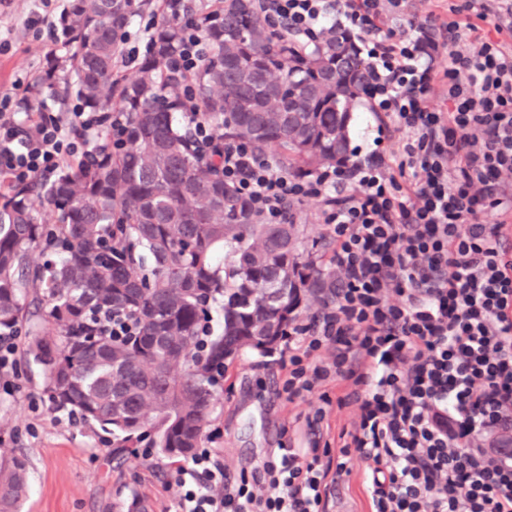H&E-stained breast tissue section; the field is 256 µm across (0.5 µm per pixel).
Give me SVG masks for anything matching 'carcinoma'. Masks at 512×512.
Here are the masks:
<instances>
[{
    "label": "carcinoma",
    "mask_w": 512,
    "mask_h": 512,
    "mask_svg": "<svg viewBox=\"0 0 512 512\" xmlns=\"http://www.w3.org/2000/svg\"><path fill=\"white\" fill-rule=\"evenodd\" d=\"M215 2L198 19L210 52L197 69L172 65L183 29L174 17L156 29L138 72L120 80L133 0H72L70 70L88 111L122 117L120 141L49 182L0 171V330L38 316L27 353L43 366L54 409L125 442L153 430L155 447L176 458L198 447L225 351L268 352L323 277L293 257L296 225L250 222L218 152L245 141L293 173L344 161L367 78L341 31L304 48L272 30L253 0ZM187 85L193 112L217 135L211 152L177 121ZM226 247L236 259L222 267ZM218 295L222 329L199 354L190 345ZM100 310L136 315V335L90 328ZM27 490L24 465L0 466V512H17Z\"/></svg>",
    "instance_id": "cac0c4a2"
}]
</instances>
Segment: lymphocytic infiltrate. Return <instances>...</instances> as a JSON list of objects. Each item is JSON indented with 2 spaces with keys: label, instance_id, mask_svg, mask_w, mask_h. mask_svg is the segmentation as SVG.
<instances>
[{
  "label": "lymphocytic infiltrate",
  "instance_id": "1",
  "mask_svg": "<svg viewBox=\"0 0 512 512\" xmlns=\"http://www.w3.org/2000/svg\"><path fill=\"white\" fill-rule=\"evenodd\" d=\"M285 37L348 35L373 111L391 120L365 162L297 175L225 143L224 180L262 224L321 203L337 273L284 332L282 391L343 386L340 462L321 438L234 478L198 448L169 469L180 512H324L346 457L368 464L372 512H512V0L415 19L414 0H256ZM104 119L0 101V170L52 178L92 155Z\"/></svg>",
  "mask_w": 512,
  "mask_h": 512
}]
</instances>
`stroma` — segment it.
Returning <instances> with one entry per match:
<instances>
[{
  "mask_svg": "<svg viewBox=\"0 0 512 512\" xmlns=\"http://www.w3.org/2000/svg\"><path fill=\"white\" fill-rule=\"evenodd\" d=\"M71 0H0V98L29 95L51 78L45 97L59 111H71L77 88L62 64L69 47L56 42L50 26ZM161 13L145 7L130 17V40L124 44L119 75L136 73L145 54L147 28ZM382 120L358 100L349 124L350 147L358 158L372 152ZM300 231L299 262L321 254L326 227L320 206L310 200L296 208ZM28 338L17 334V374L0 379V456L21 461L29 491L20 512H177L178 492L169 482L170 458L155 453L138 457L120 438L80 417L52 410L42 367L24 349ZM280 349L241 353L229 363L217 391L201 443L224 459L231 476L251 474L281 444L302 447L310 436L311 404L288 402L281 392ZM338 490L330 492L326 512H370L363 483L366 464L350 455Z\"/></svg>",
  "mask_w": 512,
  "mask_h": 512,
  "instance_id": "stroma-1",
  "label": "stroma"
}]
</instances>
